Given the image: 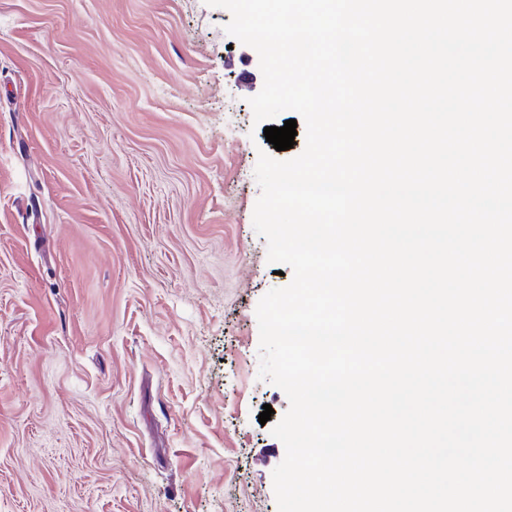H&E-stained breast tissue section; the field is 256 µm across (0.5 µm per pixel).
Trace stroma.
<instances>
[{
  "label": "stroma",
  "instance_id": "obj_1",
  "mask_svg": "<svg viewBox=\"0 0 512 512\" xmlns=\"http://www.w3.org/2000/svg\"><path fill=\"white\" fill-rule=\"evenodd\" d=\"M230 19L0 0V512H278L256 308L293 271Z\"/></svg>",
  "mask_w": 512,
  "mask_h": 512
}]
</instances>
